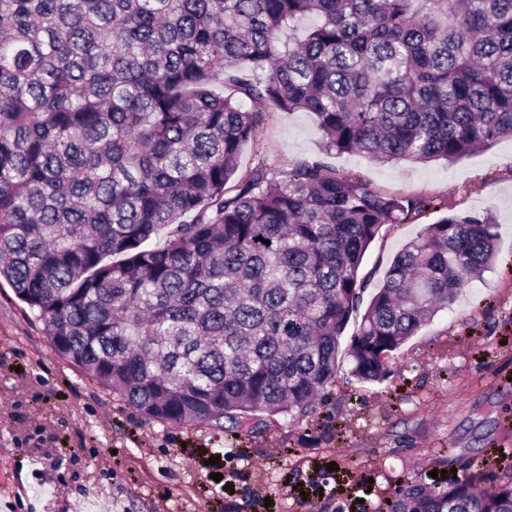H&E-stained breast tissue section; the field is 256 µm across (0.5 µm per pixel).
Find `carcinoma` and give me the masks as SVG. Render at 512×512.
I'll use <instances>...</instances> for the list:
<instances>
[{
    "label": "carcinoma",
    "mask_w": 512,
    "mask_h": 512,
    "mask_svg": "<svg viewBox=\"0 0 512 512\" xmlns=\"http://www.w3.org/2000/svg\"><path fill=\"white\" fill-rule=\"evenodd\" d=\"M272 107L311 113L328 153L487 149L512 136V0H0V277L148 420L251 434L307 417L339 356L385 381L493 264L494 220L447 215L359 313L382 225L436 200L319 161L238 173ZM382 509L512 512V484L412 477Z\"/></svg>",
    "instance_id": "carcinoma-1"
}]
</instances>
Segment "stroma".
Wrapping results in <instances>:
<instances>
[{"label": "stroma", "mask_w": 512, "mask_h": 512, "mask_svg": "<svg viewBox=\"0 0 512 512\" xmlns=\"http://www.w3.org/2000/svg\"><path fill=\"white\" fill-rule=\"evenodd\" d=\"M261 160L279 176L322 161L382 193L491 215L497 259L402 346L387 380L356 382L341 364L311 416L239 437L149 421L107 395L0 278V512H380L434 470L512 482V139L450 164H380L326 154L312 114L275 110L239 169ZM443 213L382 226L359 270L367 293Z\"/></svg>", "instance_id": "obj_1"}]
</instances>
